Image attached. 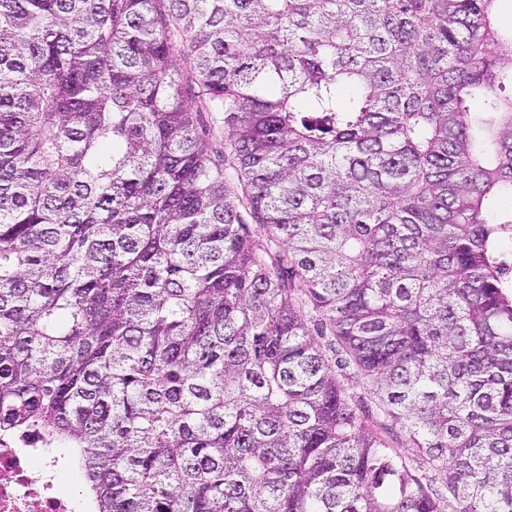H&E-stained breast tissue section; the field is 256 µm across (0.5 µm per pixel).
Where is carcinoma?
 I'll use <instances>...</instances> for the list:
<instances>
[{"instance_id":"obj_1","label":"carcinoma","mask_w":512,"mask_h":512,"mask_svg":"<svg viewBox=\"0 0 512 512\" xmlns=\"http://www.w3.org/2000/svg\"><path fill=\"white\" fill-rule=\"evenodd\" d=\"M497 2L0 0V434L90 512H512Z\"/></svg>"}]
</instances>
